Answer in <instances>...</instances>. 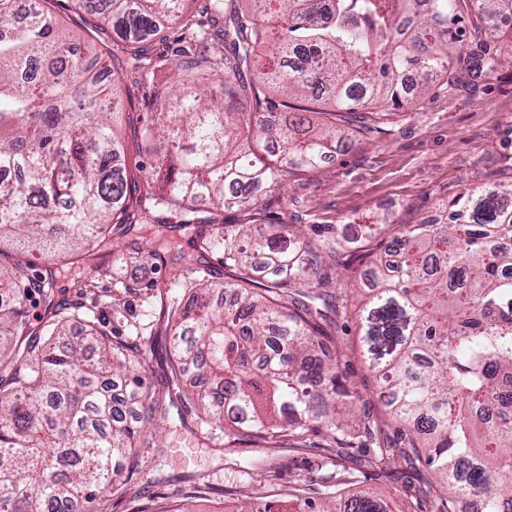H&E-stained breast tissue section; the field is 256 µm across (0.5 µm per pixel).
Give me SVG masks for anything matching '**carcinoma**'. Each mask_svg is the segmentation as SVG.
Segmentation results:
<instances>
[{
  "label": "carcinoma",
  "mask_w": 512,
  "mask_h": 512,
  "mask_svg": "<svg viewBox=\"0 0 512 512\" xmlns=\"http://www.w3.org/2000/svg\"><path fill=\"white\" fill-rule=\"evenodd\" d=\"M48 2L0 0V168L23 171L0 188V240L17 244L18 261L68 260L114 224L215 225L224 289L179 281L167 305L171 375L201 373L177 398L239 437L324 433L374 464L405 460L431 476L418 502L429 512H471L474 496L483 512H512V181L441 204L434 222L399 224L389 241L386 218L365 225L349 353L330 292L348 236L327 251L270 217L299 172L380 131L434 83L453 84L452 61L471 76L501 61L465 45L498 37L512 57L497 24L512 21V0H252L250 11L206 0L194 14L183 0H69L102 17L149 86L167 145L143 177L121 163L118 56L67 36ZM172 25L182 77L162 88L152 80L165 59L147 43ZM32 290L52 300L49 284L0 280V512H91L142 420L165 416L163 396L137 382L112 399L130 354L93 323L69 338L80 302L51 312L43 341L27 339ZM352 355L371 387L348 380ZM323 495L328 505L305 499L294 512H392L377 492Z\"/></svg>",
  "instance_id": "carcinoma-1"
}]
</instances>
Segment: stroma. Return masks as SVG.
<instances>
[{"label":"stroma","instance_id":"1","mask_svg":"<svg viewBox=\"0 0 512 512\" xmlns=\"http://www.w3.org/2000/svg\"><path fill=\"white\" fill-rule=\"evenodd\" d=\"M122 115L116 123L129 168H151L154 146L140 129L153 118L138 74L125 72L119 88ZM512 179V64L479 77L461 74L455 86L436 84L415 108H402L387 131L340 148L320 170L296 176L274 214L301 225L323 247L336 244L343 225L358 229L376 216L395 224L435 218L439 203L500 180ZM93 265L104 269L86 299L85 319L101 324L113 341L135 357L133 374L146 389L167 392L171 339L163 333L162 299L174 275L195 279L211 273L223 283L224 249L213 229L176 224H135L113 229L88 256L66 264L34 257L22 267L0 256V272L29 281L51 282L55 302L75 300L74 282ZM161 436L134 451L127 480L103 494L93 512H254L272 504L283 512L293 474L313 478L301 496L320 500L321 480L356 472L348 492L382 490L393 512H415L417 490L406 488L397 466H374L332 439L312 437L307 448L271 435L241 441L207 425L181 402L168 406Z\"/></svg>","mask_w":512,"mask_h":512}]
</instances>
